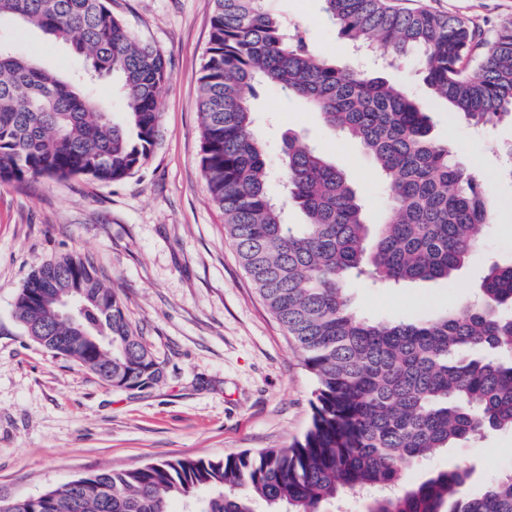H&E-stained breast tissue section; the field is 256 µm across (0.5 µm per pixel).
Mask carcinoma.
<instances>
[{
  "label": "carcinoma",
  "instance_id": "obj_1",
  "mask_svg": "<svg viewBox=\"0 0 512 512\" xmlns=\"http://www.w3.org/2000/svg\"><path fill=\"white\" fill-rule=\"evenodd\" d=\"M265 0H214L199 78L201 167L226 234L260 298L315 376L312 418L287 448L219 459L181 458L106 468L0 512H336L350 494L367 512H512V471L467 491L471 469L453 465L400 485L402 470L436 448L512 432V262L490 266L471 305L413 322L353 312L350 280L399 286L450 280L465 265L493 206L474 170L431 135L427 112L399 84L314 55ZM357 49L397 61L419 55L434 98L475 125L512 121V19L487 44L470 23L390 0H322ZM13 16L69 45L92 79L117 77L124 119L91 87L0 50V183L84 177L118 183L149 159L159 136L167 62L116 17L109 0H0ZM288 91L327 127L356 139L381 174L390 207L368 222L346 175L294 134L279 178L306 216L285 223L268 193L265 152L250 99L257 83ZM75 303L67 316L62 305ZM15 317L48 352L117 388L143 390L164 366L126 318L119 294L77 255L41 263L20 289Z\"/></svg>",
  "mask_w": 512,
  "mask_h": 512
}]
</instances>
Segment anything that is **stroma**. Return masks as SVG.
I'll return each mask as SVG.
<instances>
[{
	"label": "stroma",
	"instance_id": "obj_1",
	"mask_svg": "<svg viewBox=\"0 0 512 512\" xmlns=\"http://www.w3.org/2000/svg\"><path fill=\"white\" fill-rule=\"evenodd\" d=\"M396 2L468 19L485 33L512 19V0ZM265 6L305 32L310 50L358 59L367 74L426 103L433 137L457 147L456 161L477 171L496 205L472 259L451 281L353 282V311L398 322L470 302L489 266L512 261V123L478 128L432 102L415 56L377 68L373 53L355 49L328 21L321 0ZM110 7L168 63L160 133L147 163L116 184H0V500L35 497L99 468L285 448L310 423L316 379L244 271L201 169L199 77L213 0H112ZM0 45L60 75L83 69L68 45L17 17L0 19ZM251 104L271 172L283 166L284 138L299 134L347 175L370 223L383 222L387 192L357 141L335 136L317 112L278 89L257 86ZM66 254L86 257L120 295L133 328L165 366L159 384L111 388L23 334L15 318L20 288L35 266ZM457 462L472 467L471 486L489 482L512 468V435L436 449L404 469L403 481Z\"/></svg>",
	"mask_w": 512,
	"mask_h": 512
}]
</instances>
